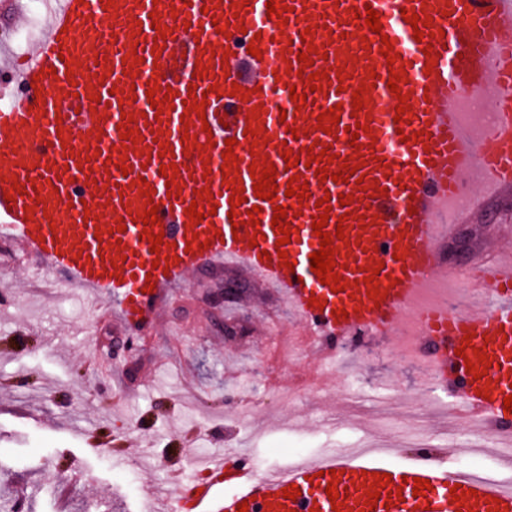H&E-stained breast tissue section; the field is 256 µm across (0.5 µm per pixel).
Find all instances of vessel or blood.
Masks as SVG:
<instances>
[{
  "instance_id": "b4317fda",
  "label": "vessel or blood",
  "mask_w": 512,
  "mask_h": 512,
  "mask_svg": "<svg viewBox=\"0 0 512 512\" xmlns=\"http://www.w3.org/2000/svg\"><path fill=\"white\" fill-rule=\"evenodd\" d=\"M267 0H59L47 34L20 64L0 63V237L42 258L65 287L114 298L119 322L137 331L152 322L167 288L185 274L224 260L242 266L285 295L303 320L321 362L340 341L359 348L364 336L392 335L418 290L448 277L446 242L465 214L512 189V0H276L290 6L286 25L268 15ZM378 11L381 33L361 14ZM431 17L430 32L415 40L405 17ZM168 27L157 37L156 26ZM224 33H217V26ZM391 43L395 63L381 50ZM256 46L260 57L247 52ZM137 60H126L127 52ZM407 93L408 111L387 86L391 72ZM322 73L311 91L310 74ZM166 108L151 106L149 82ZM368 85L365 106L352 94ZM306 92L304 108L291 89ZM206 104L204 116L186 114L187 98ZM336 109L332 134L318 116ZM364 125L359 137L350 129ZM133 130L136 139L121 134ZM234 147H226V139ZM298 156L287 166L284 150ZM233 151L244 202L231 206L223 184V153ZM344 163L359 165L363 183L323 181ZM270 162L277 192L260 200L249 167ZM175 164L180 196L167 194L159 169ZM308 183V197H286L292 176ZM207 189L204 200L195 192ZM13 201H6V194ZM351 196L341 206L340 195ZM331 206L328 232L344 291L332 292L314 275L310 256L320 240L317 200ZM158 205L163 247L153 253L135 215ZM262 206L258 223L248 212ZM196 207L203 220L191 222ZM287 210L292 235L272 226L274 207ZM287 258H279V251ZM377 268L382 300L369 299L365 268ZM471 302L445 304L421 318L419 339L436 380L454 392L455 415L500 432L512 463V262L494 255L483 272L460 274ZM152 293H145V285ZM323 307L310 305V298ZM482 349L485 377L467 372ZM438 448L418 462L391 464L378 454L328 453L265 475L244 459L208 464L204 480L180 486L190 512H336L326 493L328 471L349 490L337 512H364L374 473L390 474L386 492L401 491L395 507L375 512H487L498 498L512 508V483L460 474L444 466ZM430 480L414 495L412 478ZM466 495L453 502L450 490ZM301 489L286 499L289 486Z\"/></svg>"
}]
</instances>
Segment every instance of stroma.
I'll return each mask as SVG.
<instances>
[{
	"label": "stroma",
	"mask_w": 512,
	"mask_h": 512,
	"mask_svg": "<svg viewBox=\"0 0 512 512\" xmlns=\"http://www.w3.org/2000/svg\"><path fill=\"white\" fill-rule=\"evenodd\" d=\"M466 226L476 240L462 261L469 267L512 228V202L491 222L475 214ZM37 265L0 240V291L10 296L0 306V506L145 512L154 487L177 495L174 480L195 454L228 457L249 439L247 461L258 472L286 464L299 444L306 458H318L387 426L404 396L415 410L405 428L389 429L399 441L389 462L402 463L409 435L440 448L443 430L466 432L454 418L429 414V389L392 356L389 336L364 338L372 360L349 355L364 389L341 404L338 382L319 378L317 357L301 342L303 322L281 293L239 266L207 267L173 285L128 367L99 351L100 341L127 338L106 314L112 298L53 287ZM228 279L246 281L248 292L212 305V291ZM235 320L245 323L244 337H225V323ZM59 481L69 486L64 502L54 491Z\"/></svg>",
	"instance_id": "obj_1"
}]
</instances>
